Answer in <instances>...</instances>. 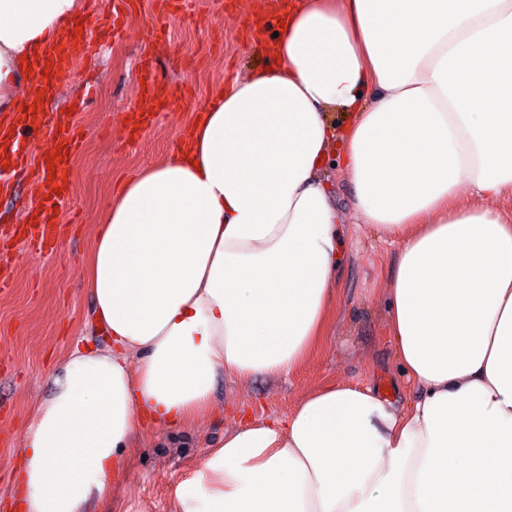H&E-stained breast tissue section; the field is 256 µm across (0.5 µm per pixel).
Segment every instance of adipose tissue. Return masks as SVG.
Masks as SVG:
<instances>
[{
    "label": "adipose tissue",
    "mask_w": 512,
    "mask_h": 512,
    "mask_svg": "<svg viewBox=\"0 0 512 512\" xmlns=\"http://www.w3.org/2000/svg\"><path fill=\"white\" fill-rule=\"evenodd\" d=\"M78 10L0 0V112ZM267 52L108 205L83 274L112 345L68 354L36 407L16 512H95L147 424L191 425L219 376L276 379L323 346L334 153L359 222L400 245L387 332L419 397L320 387L226 434L178 512H512V0H296Z\"/></svg>",
    "instance_id": "ef3b65f1"
}]
</instances>
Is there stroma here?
I'll use <instances>...</instances> for the list:
<instances>
[{
	"mask_svg": "<svg viewBox=\"0 0 512 512\" xmlns=\"http://www.w3.org/2000/svg\"><path fill=\"white\" fill-rule=\"evenodd\" d=\"M81 2L83 32L96 52L58 82L47 104L61 113L72 98H87L74 115L84 140L67 170L70 197L57 214L53 244L40 250L27 237L40 209L31 178H18L13 193L0 199V270L11 275L0 291V512H11L23 433L63 357L77 346L107 345L92 319L83 260L116 188L172 154L190 112L205 106L225 77L256 68L265 53L250 31L262 0H182L176 9L163 0H134L137 13L120 38L112 34L113 0ZM152 26L160 33L145 40ZM148 54L165 80L189 87L194 100H172L139 130L132 116L140 61ZM398 253V243L374 227L345 225L336 313L323 349L275 381L217 378L211 406L194 424L149 430L127 449V470L101 512H174L178 488L199 458L237 428L240 408L283 418L305 394L342 382L373 383L396 406L408 407L417 390L401 377L386 332L385 286Z\"/></svg>",
	"mask_w": 512,
	"mask_h": 512,
	"instance_id": "35a3bbf8",
	"label": "stroma"
}]
</instances>
